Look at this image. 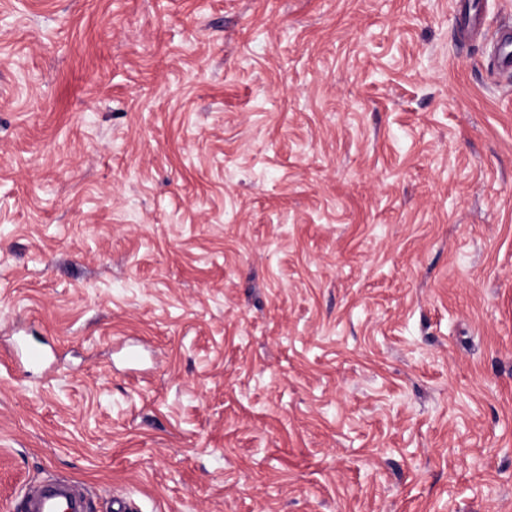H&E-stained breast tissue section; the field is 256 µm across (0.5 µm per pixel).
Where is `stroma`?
Wrapping results in <instances>:
<instances>
[{"instance_id":"obj_1","label":"stroma","mask_w":512,"mask_h":512,"mask_svg":"<svg viewBox=\"0 0 512 512\" xmlns=\"http://www.w3.org/2000/svg\"><path fill=\"white\" fill-rule=\"evenodd\" d=\"M504 24L0 0V512H512ZM494 66L502 73L512 72V29L504 28L499 34L494 47ZM25 512H86L84 500L62 480L44 481L24 501Z\"/></svg>"}]
</instances>
